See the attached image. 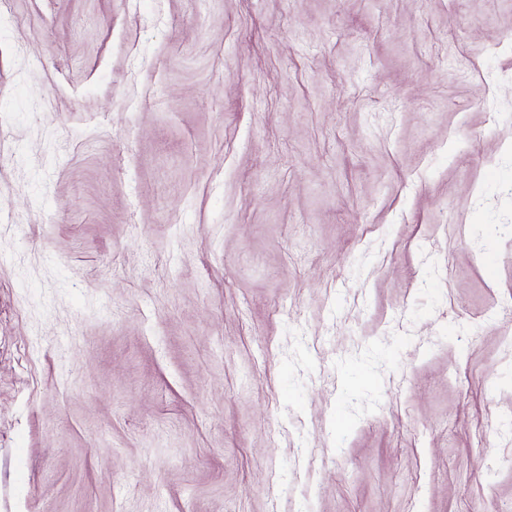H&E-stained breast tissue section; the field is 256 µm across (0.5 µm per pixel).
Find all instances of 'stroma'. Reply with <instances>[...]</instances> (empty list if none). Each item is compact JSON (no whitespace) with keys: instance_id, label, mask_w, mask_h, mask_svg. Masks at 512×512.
Wrapping results in <instances>:
<instances>
[{"instance_id":"35a3bbf8","label":"stroma","mask_w":512,"mask_h":512,"mask_svg":"<svg viewBox=\"0 0 512 512\" xmlns=\"http://www.w3.org/2000/svg\"><path fill=\"white\" fill-rule=\"evenodd\" d=\"M0 512H512V0H0Z\"/></svg>"}]
</instances>
